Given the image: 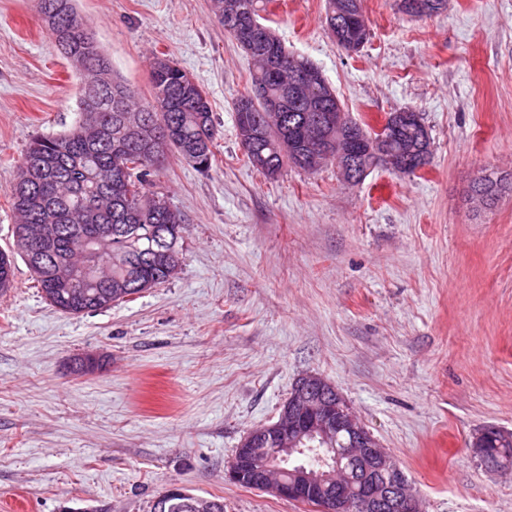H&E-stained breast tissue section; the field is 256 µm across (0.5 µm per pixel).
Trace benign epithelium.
Masks as SVG:
<instances>
[{
  "label": "benign epithelium",
  "instance_id": "1",
  "mask_svg": "<svg viewBox=\"0 0 512 512\" xmlns=\"http://www.w3.org/2000/svg\"><path fill=\"white\" fill-rule=\"evenodd\" d=\"M314 85L315 78L301 68L290 86V95L299 104L304 101L302 91ZM298 124L311 131L305 139L309 151L301 159L302 165L316 169L331 164L352 182L361 180L378 164L399 173L411 164L424 167L430 157L428 129L419 113L412 110L388 113L381 127L370 134L350 113L331 106L306 107ZM407 129L414 130L416 140L399 151L392 149L391 142ZM305 448L321 452L320 458L330 459L332 464L297 470L292 482L281 479L278 472L283 470L282 464L293 452ZM350 462L364 465V477L358 479L354 495L350 494L352 478L347 473ZM225 478L237 484L246 480L292 501L319 493L333 504L331 512H356L358 506L364 512H422L395 462L336 389L316 374H304L296 381L276 421L248 433L225 470ZM173 497L182 498L190 512L219 509L217 503L176 485L166 488L160 502Z\"/></svg>",
  "mask_w": 512,
  "mask_h": 512
}]
</instances>
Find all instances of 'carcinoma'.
Wrapping results in <instances>:
<instances>
[{
  "label": "carcinoma",
  "mask_w": 512,
  "mask_h": 512,
  "mask_svg": "<svg viewBox=\"0 0 512 512\" xmlns=\"http://www.w3.org/2000/svg\"><path fill=\"white\" fill-rule=\"evenodd\" d=\"M272 0H213L217 21L234 39L250 62V87L265 83L271 95H288L294 69L315 65L288 52L273 30L254 28L249 42L242 32L260 22ZM44 28L67 59L80 63L79 103L99 110L103 131L88 134L79 121L67 131L32 139L19 165L11 192L16 225L27 228L28 247L17 250L29 266L47 302L55 309L77 315L130 301L144 292L142 281L152 286L172 278L168 270L146 251L151 239L135 237L125 229L136 224L156 227L167 242L180 237L184 219L174 208L158 209L154 199L165 198L151 190L167 153L185 157L194 153V166L208 171L215 161L216 129L205 92L183 85L187 73L173 60L150 73L151 101L141 105L136 93L118 77L108 84L98 75L112 69V62L97 44L91 28L74 7L73 0H36ZM236 128L248 124L254 135L242 145L247 161L261 171H278L291 164L303 168L299 155L304 146L295 133V117L301 107L288 101L283 121L264 111L252 96L234 103ZM134 159L142 171L134 188L117 168L119 160ZM512 192V176L483 175L471 190H483L493 198ZM99 236L97 267L91 273L80 268L75 247L84 236ZM14 255L0 251V296L13 286ZM484 454L512 469V433L491 430Z\"/></svg>",
  "instance_id": "cac0c4a2"
}]
</instances>
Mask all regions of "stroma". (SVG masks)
Instances as JSON below:
<instances>
[{
  "mask_svg": "<svg viewBox=\"0 0 512 512\" xmlns=\"http://www.w3.org/2000/svg\"><path fill=\"white\" fill-rule=\"evenodd\" d=\"M371 35L339 49L326 0H272L288 52L317 65L345 110L375 126L419 112L430 163L346 184L334 166H249L234 103L249 62L212 0H76L112 70L151 99L167 55L212 104L208 172L169 156L159 185L183 215L175 277L84 315L49 305L24 261L0 297V512H147L175 483L224 512H316L225 480L243 438L271 423L303 373L331 383L396 461L423 512H512V474L470 446L512 432V0H448L417 19L364 0ZM79 81L34 0H0V250L31 140L68 130ZM103 366L78 375L75 359ZM504 189L512 192V174L507 178L505 176H494L492 173L476 178L472 185L471 191L483 190L493 197L492 202L501 195ZM502 192V193H501Z\"/></svg>",
  "mask_w": 512,
  "mask_h": 512,
  "instance_id": "35a3bbf8",
  "label": "stroma"
}]
</instances>
